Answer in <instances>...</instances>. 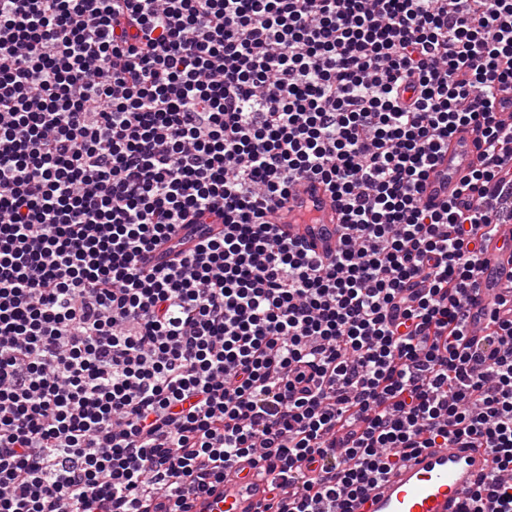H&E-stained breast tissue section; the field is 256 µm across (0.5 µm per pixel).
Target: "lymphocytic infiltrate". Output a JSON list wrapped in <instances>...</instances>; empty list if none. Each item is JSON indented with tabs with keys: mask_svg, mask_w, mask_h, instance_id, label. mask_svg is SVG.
Wrapping results in <instances>:
<instances>
[{
	"mask_svg": "<svg viewBox=\"0 0 512 512\" xmlns=\"http://www.w3.org/2000/svg\"><path fill=\"white\" fill-rule=\"evenodd\" d=\"M508 84L512 0H0V512H193L244 461L263 512H350L472 440L462 512H512V290L467 321ZM302 179L334 257L274 222ZM477 134L472 129H462L454 134L445 153L430 171L423 189L427 203L439 204L458 195L462 178L472 168L478 150Z\"/></svg>",
	"mask_w": 512,
	"mask_h": 512,
	"instance_id": "1",
	"label": "lymphocytic infiltrate"
}]
</instances>
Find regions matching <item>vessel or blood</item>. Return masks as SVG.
I'll use <instances>...</instances> for the list:
<instances>
[{
    "label": "vessel or blood",
    "mask_w": 512,
    "mask_h": 512,
    "mask_svg": "<svg viewBox=\"0 0 512 512\" xmlns=\"http://www.w3.org/2000/svg\"><path fill=\"white\" fill-rule=\"evenodd\" d=\"M477 153L476 132H456L447 153L425 181L424 201L438 204L455 198ZM275 222L288 237L318 256H333L340 245L339 210L316 180H302L290 189ZM485 254L488 264L470 305V323L476 328L484 324L495 293L512 284V221L500 225ZM492 460L490 449L469 443L460 448L423 449L357 503L354 512H461L468 490L481 473L491 470ZM267 496V481L248 465L226 476L211 495L196 501L193 512H258Z\"/></svg>",
    "instance_id": "1"
}]
</instances>
